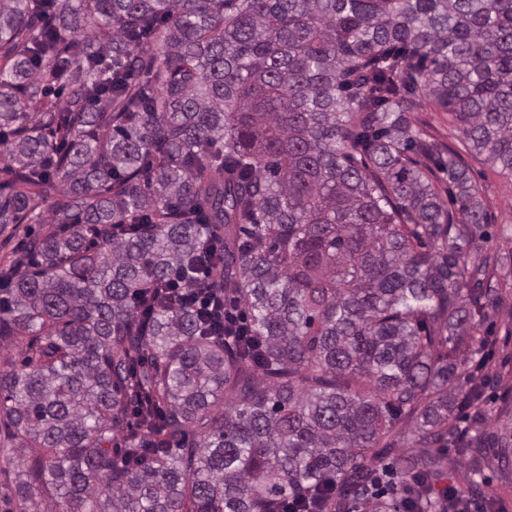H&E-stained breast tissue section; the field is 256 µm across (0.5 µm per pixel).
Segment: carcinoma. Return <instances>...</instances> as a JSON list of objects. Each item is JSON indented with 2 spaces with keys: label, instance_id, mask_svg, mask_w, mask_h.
I'll list each match as a JSON object with an SVG mask.
<instances>
[{
  "label": "carcinoma",
  "instance_id": "carcinoma-1",
  "mask_svg": "<svg viewBox=\"0 0 512 512\" xmlns=\"http://www.w3.org/2000/svg\"><path fill=\"white\" fill-rule=\"evenodd\" d=\"M0 44V234L61 225L0 266L21 512H356L386 458L366 512H465L447 464L474 498L482 448L512 467L482 411L451 424L501 257L470 261L480 189L405 115L512 176V0H0ZM201 270L246 334L154 306ZM409 121L428 132L431 138L450 145L453 148L461 146L456 135V121L454 115L449 112H440L431 100L422 98L417 101L413 111L406 112Z\"/></svg>",
  "mask_w": 512,
  "mask_h": 512
}]
</instances>
